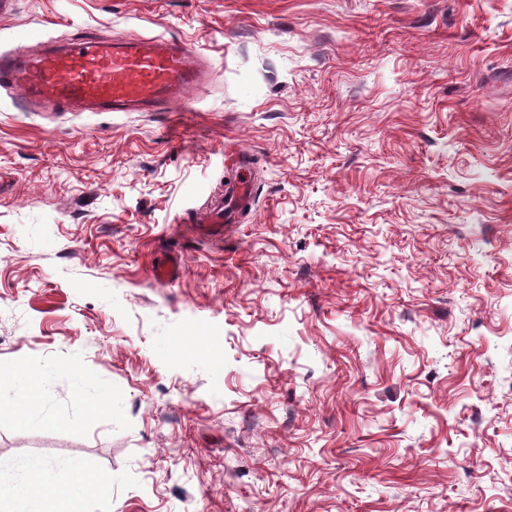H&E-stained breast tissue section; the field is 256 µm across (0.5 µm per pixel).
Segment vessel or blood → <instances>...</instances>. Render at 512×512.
Here are the masks:
<instances>
[{
  "label": "vessel or blood",
  "mask_w": 512,
  "mask_h": 512,
  "mask_svg": "<svg viewBox=\"0 0 512 512\" xmlns=\"http://www.w3.org/2000/svg\"><path fill=\"white\" fill-rule=\"evenodd\" d=\"M205 76L198 50L162 34L117 42L87 35L60 48L33 53L21 46L0 57V86L20 91L26 103H43L56 112H179ZM250 193L248 182H237L231 204H212L198 234L222 238L226 225L237 223L248 206Z\"/></svg>",
  "instance_id": "vessel-or-blood-1"
}]
</instances>
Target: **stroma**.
<instances>
[{
	"instance_id": "35a3bbf8",
	"label": "stroma",
	"mask_w": 512,
	"mask_h": 512,
	"mask_svg": "<svg viewBox=\"0 0 512 512\" xmlns=\"http://www.w3.org/2000/svg\"><path fill=\"white\" fill-rule=\"evenodd\" d=\"M133 33L206 55L191 111L0 88V398L45 382L0 414V482L110 473L87 512H512V0H18L0 54ZM251 189L247 181H239L233 186L231 191V201H235V205L231 204L224 206V201L221 199L215 204H210V211L207 215L195 224L199 225L197 233L205 238H218L222 239L224 229L228 225L224 224H238L239 220L237 215L242 212L249 204ZM43 400L42 378L37 374H30L15 397L7 404L1 403V410L4 405H8L14 421L18 424H24L30 414L43 403Z\"/></svg>"
}]
</instances>
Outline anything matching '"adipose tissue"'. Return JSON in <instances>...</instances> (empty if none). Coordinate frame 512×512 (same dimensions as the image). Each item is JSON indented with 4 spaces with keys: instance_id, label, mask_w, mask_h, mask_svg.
Here are the masks:
<instances>
[{
    "instance_id": "1",
    "label": "adipose tissue",
    "mask_w": 512,
    "mask_h": 512,
    "mask_svg": "<svg viewBox=\"0 0 512 512\" xmlns=\"http://www.w3.org/2000/svg\"><path fill=\"white\" fill-rule=\"evenodd\" d=\"M50 472L49 466H33L25 482L0 486V501L12 502L13 512H85L88 497L105 496L112 491V478L107 472L75 465L68 480L55 484L49 493L33 494V486Z\"/></svg>"
}]
</instances>
